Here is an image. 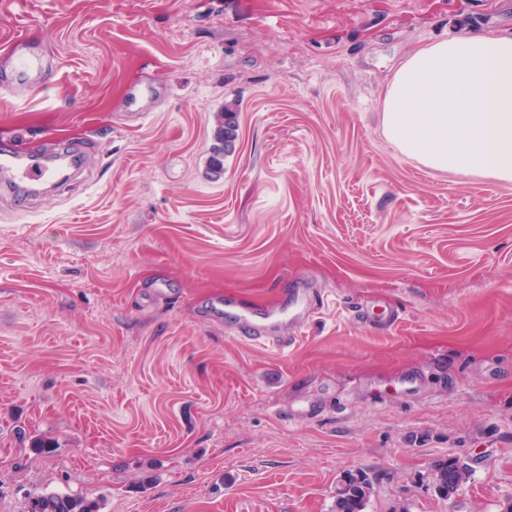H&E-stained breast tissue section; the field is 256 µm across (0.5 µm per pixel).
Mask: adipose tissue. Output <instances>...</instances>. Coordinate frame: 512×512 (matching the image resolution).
I'll use <instances>...</instances> for the list:
<instances>
[{
  "mask_svg": "<svg viewBox=\"0 0 512 512\" xmlns=\"http://www.w3.org/2000/svg\"><path fill=\"white\" fill-rule=\"evenodd\" d=\"M383 129L426 167L512 181V35L418 48L393 74Z\"/></svg>",
  "mask_w": 512,
  "mask_h": 512,
  "instance_id": "ef3b65f1",
  "label": "adipose tissue"
}]
</instances>
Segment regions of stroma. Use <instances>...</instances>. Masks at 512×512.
I'll list each match as a JSON object with an SVG mask.
<instances>
[{
  "instance_id": "1",
  "label": "stroma",
  "mask_w": 512,
  "mask_h": 512,
  "mask_svg": "<svg viewBox=\"0 0 512 512\" xmlns=\"http://www.w3.org/2000/svg\"><path fill=\"white\" fill-rule=\"evenodd\" d=\"M463 25L511 34L512 0H0V40L57 61L47 87L0 91V137L83 153L77 180L0 196V512L37 492L99 512H332L346 472L372 479L366 512H502L512 182L432 170L382 126L394 70ZM304 282L328 302L282 349L203 313ZM359 304L401 319L362 324ZM454 457L472 475L446 499L431 469ZM236 126L231 112L221 113L218 116V126L216 131L217 145L213 147V155L210 159V167L214 173H220L224 170V145L235 138ZM217 168L218 170H216Z\"/></svg>"
}]
</instances>
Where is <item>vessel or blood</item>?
I'll return each instance as SVG.
<instances>
[{
  "instance_id": "obj_1",
  "label": "vessel or blood",
  "mask_w": 512,
  "mask_h": 512,
  "mask_svg": "<svg viewBox=\"0 0 512 512\" xmlns=\"http://www.w3.org/2000/svg\"><path fill=\"white\" fill-rule=\"evenodd\" d=\"M12 63L10 72L0 74V87L23 84L32 89L42 88L46 74L53 68L52 57L31 42L27 36H12L7 45ZM78 149L64 146L45 159L34 158L11 149L0 151V192L16 199L36 193L41 186L56 183L61 168L78 166ZM324 295L312 284H305L278 307L257 308L240 305L233 298L213 302L207 309L212 320L223 323L226 331L252 341L267 338L273 327L293 320L302 313L323 306Z\"/></svg>"
}]
</instances>
